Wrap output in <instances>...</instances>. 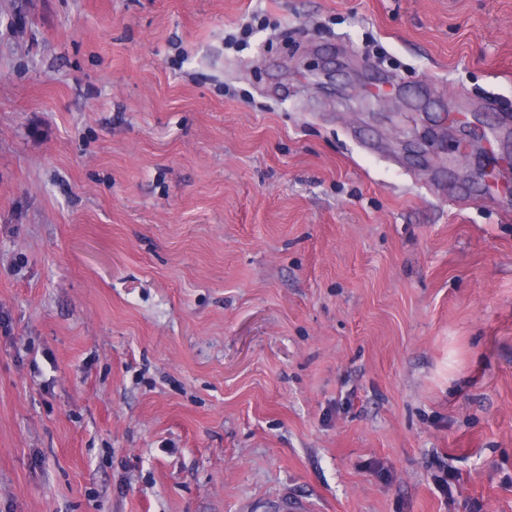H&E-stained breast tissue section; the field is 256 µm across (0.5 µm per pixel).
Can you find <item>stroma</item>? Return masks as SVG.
I'll return each mask as SVG.
<instances>
[{"instance_id": "obj_1", "label": "stroma", "mask_w": 512, "mask_h": 512, "mask_svg": "<svg viewBox=\"0 0 512 512\" xmlns=\"http://www.w3.org/2000/svg\"><path fill=\"white\" fill-rule=\"evenodd\" d=\"M512 512V0H0V512Z\"/></svg>"}]
</instances>
